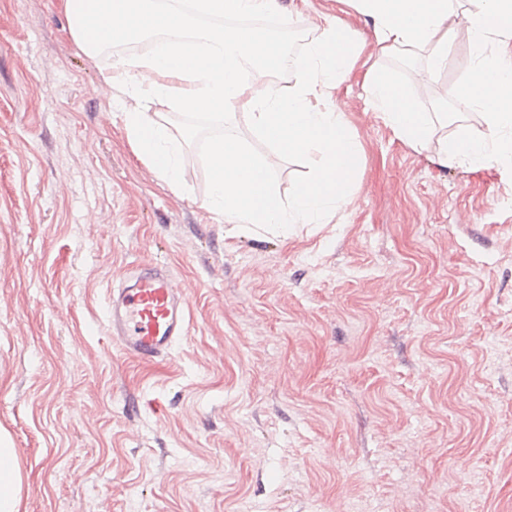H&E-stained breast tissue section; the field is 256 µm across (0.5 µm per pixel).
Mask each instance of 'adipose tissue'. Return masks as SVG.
I'll use <instances>...</instances> for the list:
<instances>
[{"mask_svg":"<svg viewBox=\"0 0 512 512\" xmlns=\"http://www.w3.org/2000/svg\"><path fill=\"white\" fill-rule=\"evenodd\" d=\"M373 21L374 47L386 54L400 49L426 51L430 69L448 62V38L466 28L474 46L487 35L512 39V0H467L457 11L452 0H353ZM368 98L394 133L412 146L424 149L435 131L432 113L422 111L402 96L389 77L371 76L365 86ZM458 112L478 110L487 133L476 137L459 129L435 152L439 165L464 161L474 167L512 166V61L490 62L473 58L464 91L457 99ZM24 476L9 434L0 429V512H21Z\"/></svg>","mask_w":512,"mask_h":512,"instance_id":"adipose-tissue-1","label":"adipose tissue"}]
</instances>
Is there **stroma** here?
<instances>
[{"mask_svg": "<svg viewBox=\"0 0 512 512\" xmlns=\"http://www.w3.org/2000/svg\"><path fill=\"white\" fill-rule=\"evenodd\" d=\"M306 41L338 0H280ZM62 0H0V426L22 512H512V171L443 168L371 107L384 71L437 136L472 44L357 62L325 108L362 163L329 223L230 232L197 145L182 187L134 152ZM170 271L190 315L164 360L124 354L113 286Z\"/></svg>", "mask_w": 512, "mask_h": 512, "instance_id": "stroma-1", "label": "stroma"}]
</instances>
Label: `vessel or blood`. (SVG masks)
<instances>
[{
    "label": "vessel or blood",
    "instance_id": "obj_1",
    "mask_svg": "<svg viewBox=\"0 0 512 512\" xmlns=\"http://www.w3.org/2000/svg\"><path fill=\"white\" fill-rule=\"evenodd\" d=\"M109 326L125 354L147 361L169 356L188 333L186 310L170 274L142 269L112 289Z\"/></svg>",
    "mask_w": 512,
    "mask_h": 512
}]
</instances>
